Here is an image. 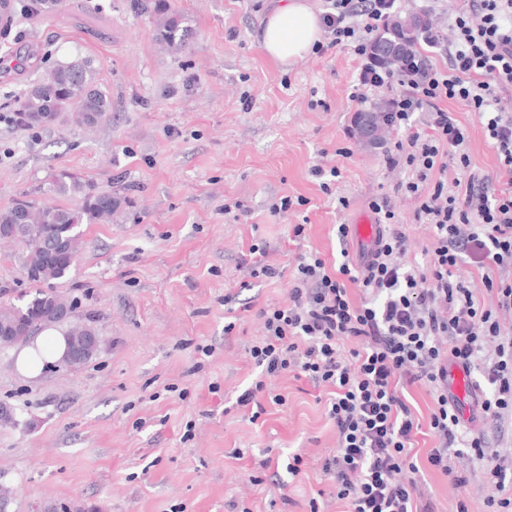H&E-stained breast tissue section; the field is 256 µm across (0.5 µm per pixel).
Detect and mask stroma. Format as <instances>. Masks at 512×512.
Listing matches in <instances>:
<instances>
[{"label": "stroma", "mask_w": 512, "mask_h": 512, "mask_svg": "<svg viewBox=\"0 0 512 512\" xmlns=\"http://www.w3.org/2000/svg\"><path fill=\"white\" fill-rule=\"evenodd\" d=\"M130 0H63L54 13H14L0 25V113L58 64L90 61L112 98L111 118L93 128L61 113L29 130L0 123V210L20 200L75 208L48 192L66 172L114 190L126 202L107 224H81L70 275L55 289L76 303L71 322L96 327L98 354L21 373L18 348L0 353V404L15 425L0 427V482L14 489L10 512H341L322 465L337 446L326 390L289 373L261 375L250 349L264 336L261 309L289 302L290 273L316 252L329 270L359 261L355 238L339 240L372 199H386L407 238L404 263L426 267L431 225L414 221L409 168L388 170L385 144L352 137L350 95L359 60L350 48L312 51L280 65L263 49L275 0H172L189 30L185 49L155 39L152 17ZM469 131L471 166L497 175L479 117L449 102ZM338 168L323 191L314 167ZM289 196L288 212L270 214ZM305 225L294 239L291 227ZM268 247L283 275L251 279V244ZM24 247L0 243V299L35 293ZM238 295L234 308L224 297ZM232 332H225V325ZM265 412L252 419L237 397L256 380ZM421 425L412 453L435 512H489L496 489L481 468L452 458L466 485L425 467L439 444L429 429L427 387L404 390ZM282 404H275V397ZM304 464L299 475L287 465ZM277 464L271 482L261 463Z\"/></svg>", "instance_id": "35a3bbf8"}]
</instances>
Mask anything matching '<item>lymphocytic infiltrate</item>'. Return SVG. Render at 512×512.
Segmentation results:
<instances>
[{"label":"lymphocytic infiltrate","instance_id":"lymphocytic-infiltrate-1","mask_svg":"<svg viewBox=\"0 0 512 512\" xmlns=\"http://www.w3.org/2000/svg\"><path fill=\"white\" fill-rule=\"evenodd\" d=\"M397 10L398 0H325L321 21L331 45L352 47L361 60L350 96L355 107L369 92L386 91L393 124L428 115L426 131L397 143L386 163L413 172L405 188L420 200L415 222L435 228L431 264L423 272L400 266L405 234L387 203L372 200L380 226L375 249L357 264L343 259L334 273L319 255L301 257L288 306L262 309L266 336L250 350L263 372H292L334 388L328 415L337 448L323 471L346 512H433L417 479L399 478L418 430L398 388L403 378L435 395L430 429L440 445L429 465L452 474L448 451L462 448L497 488L505 486L499 451L462 424L448 399V367L477 370L485 385L477 404L486 418L512 416V331L498 317L512 311V279L489 273L512 265V114L501 97L512 88V0H470L469 11L449 18L450 41L424 34L428 46L448 47L442 71L414 52L394 72L370 53L373 33ZM451 101L477 112L508 176L498 192H487L489 175L471 171L468 130L448 110ZM464 262L483 269L480 283L457 276ZM351 283L366 294L362 304L351 300ZM484 292L496 296V308L483 307ZM349 338L362 347L343 349Z\"/></svg>","mask_w":512,"mask_h":512}]
</instances>
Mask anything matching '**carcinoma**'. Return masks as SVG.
<instances>
[{
	"instance_id": "carcinoma-1",
	"label": "carcinoma",
	"mask_w": 512,
	"mask_h": 512,
	"mask_svg": "<svg viewBox=\"0 0 512 512\" xmlns=\"http://www.w3.org/2000/svg\"><path fill=\"white\" fill-rule=\"evenodd\" d=\"M137 11H148L158 17L156 38L176 51L185 46L183 16L171 9L168 0H130ZM434 25L432 19H421L417 14L405 20L395 19L385 24L375 37L388 42L395 61L384 59L386 66L399 71L406 57L404 50H412L422 34V29ZM12 111L22 127L36 124L40 117L54 118L63 112L73 114L77 124L94 126L109 120L112 114V99L101 89L95 70L87 62L60 65L40 79L22 97L14 101ZM377 136L373 144L382 145L390 129L387 113L373 111ZM49 188L59 195H72L81 201L76 210L40 206L34 201L24 200L19 205L0 210V226L19 225L16 239L27 251L26 261L39 260L43 275L34 282L43 288L21 305H0V324L12 327L15 343H26L41 329L51 325L50 313L63 296L53 290L56 281L66 277L74 263L65 259L48 258V244L58 237L69 238V251L78 255L80 224L87 222L105 224L112 220L126 202L124 196L110 191H95L92 186L72 175L61 173L49 180Z\"/></svg>"
}]
</instances>
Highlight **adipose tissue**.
Masks as SVG:
<instances>
[{
    "label": "adipose tissue",
    "instance_id": "ef3b65f1",
    "mask_svg": "<svg viewBox=\"0 0 512 512\" xmlns=\"http://www.w3.org/2000/svg\"><path fill=\"white\" fill-rule=\"evenodd\" d=\"M321 32V22L307 0H280L266 18L263 48L273 60L291 63L311 52ZM65 350L64 336L45 330L33 345L21 351L18 366L25 374H39L45 365L59 362Z\"/></svg>",
    "mask_w": 512,
    "mask_h": 512
}]
</instances>
